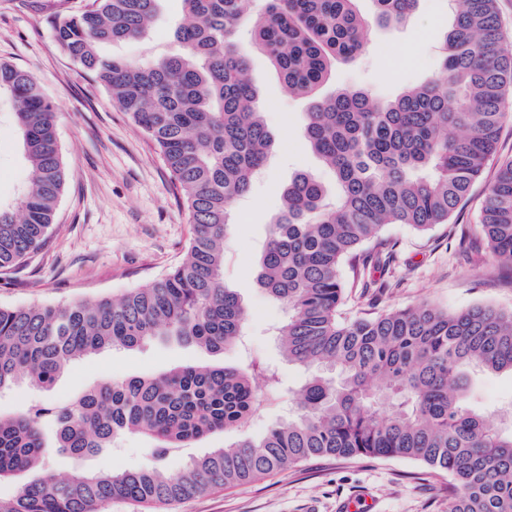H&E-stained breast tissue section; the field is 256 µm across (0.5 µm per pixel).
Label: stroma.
<instances>
[{
    "instance_id": "35a3bbf8",
    "label": "stroma",
    "mask_w": 512,
    "mask_h": 512,
    "mask_svg": "<svg viewBox=\"0 0 512 512\" xmlns=\"http://www.w3.org/2000/svg\"><path fill=\"white\" fill-rule=\"evenodd\" d=\"M92 0H0V62L27 71L56 106L57 134L66 187L46 246L31 261L0 278V306L65 303L116 296L142 288L183 257L192 235L187 208L178 200L163 158L146 134L112 102L106 89L77 68L53 36L56 20L90 8ZM182 18L181 0H161L159 17L145 38L112 46L134 60L153 51H176L171 33ZM454 22L449 0H418L413 16L398 26H376L366 53L337 64L323 95L348 87L392 99L409 87L440 76L439 45ZM249 76L259 91V109L276 143L249 194L231 207L224 237V285L238 293L249 312L246 335L224 361L254 358L273 368L276 396L260 402L245 430L228 429L172 455L176 470L186 459L231 445L288 419L292 396L306 371L280 353L274 329L288 318L287 306L255 282V267L279 211L284 186L296 174H313L336 194L334 173L307 146L303 128L310 103L288 92L266 56L252 53ZM498 152L473 183L448 223L418 233L388 225L376 252H392L386 268L366 272L367 287L350 290L343 314H381L422 301L460 310L476 305L512 309V269L499 266L482 242L460 243L459 230L481 222L485 195L501 161L512 159V97L505 104ZM8 98H0V201H12L29 182L20 155ZM205 353L173 341L155 340L128 351L115 349L71 365L49 391L22 385L0 394V411L14 413L32 400L64 403L105 377L158 373ZM471 405L493 412L512 404V375H472ZM152 445L137 435L76 459L53 449L46 469L56 477L75 470L135 469L151 463ZM360 499L361 512H447L448 479L427 474L413 460L390 458L311 460L243 487L219 488L168 506L166 512H340Z\"/></svg>"
}]
</instances>
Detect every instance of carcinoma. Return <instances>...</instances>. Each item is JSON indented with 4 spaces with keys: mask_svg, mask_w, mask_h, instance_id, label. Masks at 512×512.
<instances>
[{
    "mask_svg": "<svg viewBox=\"0 0 512 512\" xmlns=\"http://www.w3.org/2000/svg\"><path fill=\"white\" fill-rule=\"evenodd\" d=\"M161 0H93L54 26L73 64L104 86L147 134L187 207L192 239L183 260L146 288L116 298L0 307V392L21 384L48 389L76 360L112 348L173 338L212 356L242 341L245 306L224 287V233L230 205L246 196L275 144L248 78L240 35L264 54L288 88L311 101L304 127L311 149L332 169L327 198L300 173L282 193L256 281L289 309L278 328L288 361L310 378L287 420L193 457L176 472L165 460L252 417L260 394L255 360L237 367L188 362L159 375L107 378L76 399L0 413V479L40 467L55 447L85 457L126 433L154 443L138 469L40 476L0 496V512H107L114 501L161 512L214 487L243 486L316 458L401 457L449 477L448 512H512L509 426L468 403L470 370L512 374V310L481 305L448 311L429 302L353 319L347 290L389 258L361 248L389 224L425 233L443 224L492 155L512 91V45L496 0H453L442 44V80L378 100L361 89L319 96L336 62L366 49L372 23L396 25L416 0H182L172 36L182 51L150 63L106 56L101 46L143 37ZM13 103L24 160L32 170L14 201L0 202V273L46 243L65 174L55 109L31 75L0 62V95ZM475 236L512 267V160L491 184ZM349 264L353 282L342 276Z\"/></svg>",
    "mask_w": 512,
    "mask_h": 512,
    "instance_id": "cac0c4a2",
    "label": "carcinoma"
}]
</instances>
